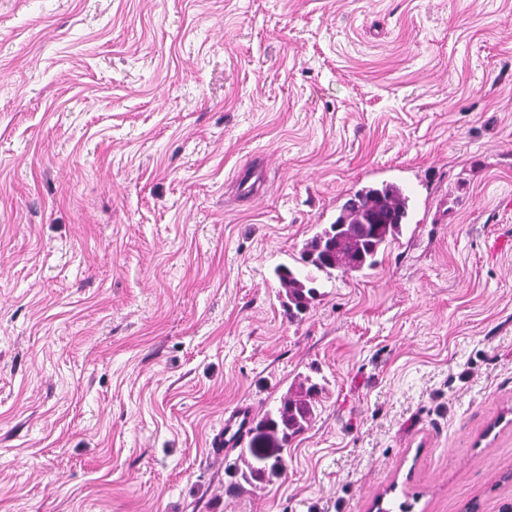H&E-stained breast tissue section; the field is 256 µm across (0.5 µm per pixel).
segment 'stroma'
Listing matches in <instances>:
<instances>
[{
    "instance_id": "1",
    "label": "stroma",
    "mask_w": 512,
    "mask_h": 512,
    "mask_svg": "<svg viewBox=\"0 0 512 512\" xmlns=\"http://www.w3.org/2000/svg\"><path fill=\"white\" fill-rule=\"evenodd\" d=\"M374 269L271 272L367 184ZM512 0H0V512H512ZM323 384L254 484L224 412Z\"/></svg>"
}]
</instances>
